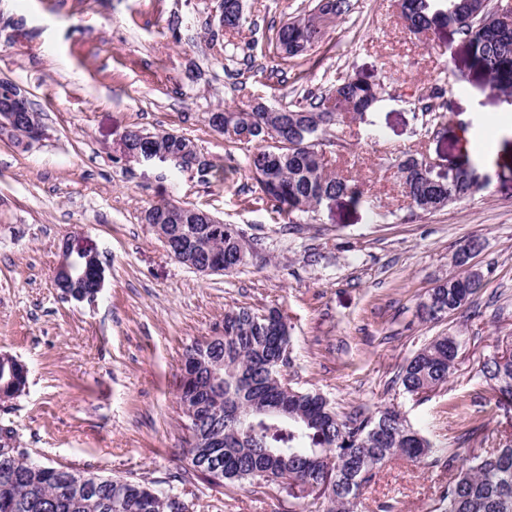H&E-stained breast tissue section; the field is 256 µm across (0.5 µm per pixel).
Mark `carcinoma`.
I'll return each instance as SVG.
<instances>
[{"instance_id": "carcinoma-1", "label": "carcinoma", "mask_w": 512, "mask_h": 512, "mask_svg": "<svg viewBox=\"0 0 512 512\" xmlns=\"http://www.w3.org/2000/svg\"><path fill=\"white\" fill-rule=\"evenodd\" d=\"M227 29L246 22L238 0H221ZM352 0H316L307 13L268 28V45L281 59L302 58L322 41L328 24L352 12ZM485 0H400L406 34L416 39L440 27H454L490 83L512 92V27L484 20ZM386 89L351 74L320 92L309 90L301 101L261 112L250 131L258 146L248 168L273 212L291 218L315 211L326 200L360 199L356 180L328 167L322 146L347 113L365 112L382 100ZM445 91L430 89L422 110L440 122L447 119ZM410 207L432 213L474 192L463 168L448 170V181L428 179L422 157L393 160ZM169 202L152 204L143 221L172 226L176 244L190 236L207 239L198 253L204 265L216 259L224 272L240 266L249 244L231 224H177L164 219ZM478 292L462 275L440 281L420 305V317L433 321L467 304ZM462 347L461 337H432L400 367L396 381L419 395L448 382ZM291 361L280 358V345L267 335L260 312L239 307L224 314V342H196L184 354L178 404L187 419L185 442L195 475L209 485L278 487L307 500L304 512H361L363 489L387 461L432 457L434 448L400 410L357 408L336 412L320 393L293 388L283 375ZM497 401L512 405V355L492 357L481 368ZM28 376L0 373V399H13L26 389ZM12 428L0 426V512H174L171 495L135 479L77 470L93 480L80 489L59 493V468L31 466L14 451ZM448 486L435 512H512V442L491 452L448 449Z\"/></svg>"}]
</instances>
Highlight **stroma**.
<instances>
[{"instance_id":"35a3bbf8","label":"stroma","mask_w":512,"mask_h":512,"mask_svg":"<svg viewBox=\"0 0 512 512\" xmlns=\"http://www.w3.org/2000/svg\"><path fill=\"white\" fill-rule=\"evenodd\" d=\"M315 0H244L246 23L211 45L216 0H0V80L22 88L46 136L31 147L0 133V353L28 368L25 391L0 401L34 461L135 477L180 493L193 512H300L274 488H215L186 477L185 419L177 402L185 348L224 330L226 311L278 308L290 326L295 387L326 395L339 412L396 407L440 452L470 435L476 451L512 441V406L497 405L480 369L512 345V136L494 133L512 96L491 87L453 29L406 35L396 0H357L306 57L268 48L270 22ZM286 67L285 82L267 70ZM351 73L388 86L384 100L342 124L332 169L362 191L323 202L300 223L260 203L247 159L209 113L260 101L279 108ZM446 90L448 119L416 104ZM133 128L193 141L213 170L126 164L113 149ZM497 137L475 162L477 146ZM423 153L433 175L471 167L479 189L430 214H411L391 168ZM177 201L237 227L255 254L228 275L179 263L142 221L149 204ZM470 238L484 286L470 304L424 323L427 290L455 274ZM97 250L105 287L94 302L63 297L52 274L63 241ZM447 332L464 340L446 385L405 393L394 378L414 350ZM448 482L430 461L388 462L364 493L365 512H433Z\"/></svg>"}]
</instances>
